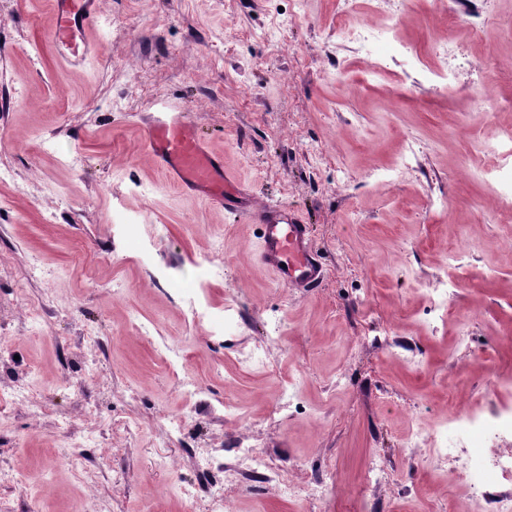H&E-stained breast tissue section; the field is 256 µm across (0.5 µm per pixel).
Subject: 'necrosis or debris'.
Masks as SVG:
<instances>
[{"label":"necrosis or debris","instance_id":"4bbe7bcc","mask_svg":"<svg viewBox=\"0 0 512 512\" xmlns=\"http://www.w3.org/2000/svg\"><path fill=\"white\" fill-rule=\"evenodd\" d=\"M438 51L442 65L425 67L418 53L412 54L410 65L437 86L457 90V51L453 41H444ZM476 154L479 166L491 169L497 197L511 202L512 148L488 145L478 148ZM502 390L505 397L492 413L459 411L449 414L436 432L432 454L438 467L447 465L452 449H459L465 457L457 472L469 491V512H512V448L493 445L495 439L512 437V376L505 378ZM224 477L230 482L262 480L278 486L282 495L288 497L295 491L293 484L284 480L266 457L245 440L235 446Z\"/></svg>","mask_w":512,"mask_h":512}]
</instances>
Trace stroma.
<instances>
[{"instance_id":"stroma-1","label":"stroma","mask_w":512,"mask_h":512,"mask_svg":"<svg viewBox=\"0 0 512 512\" xmlns=\"http://www.w3.org/2000/svg\"><path fill=\"white\" fill-rule=\"evenodd\" d=\"M396 19L427 50L448 36L431 0H105L100 59L72 68L46 40L44 0H0V507L5 512H205L193 457L249 438L296 482L332 473L323 503L271 485L224 488V512H437L466 491L405 435L448 413L490 410L512 374V224L469 157L503 140L512 112H483L403 78L363 81L370 60L336 26ZM461 35L484 70L461 71L512 97V0H476ZM434 62V55L426 57ZM181 111L261 201L300 211L328 277L280 286L257 261L261 229L166 182L140 129ZM415 141L414 169H371ZM444 197L434 211L431 199ZM143 225L138 252L124 234ZM469 267L434 322L429 296ZM34 278H26L28 270ZM208 279L225 334L193 323L183 298ZM262 363L248 364L254 346ZM183 365L170 366V350ZM200 391L188 397L182 379ZM295 398L279 411L284 389ZM242 407L238 420L219 404ZM183 417L181 437L168 418ZM80 432L84 445L72 447ZM384 484L366 490L372 462Z\"/></svg>"}]
</instances>
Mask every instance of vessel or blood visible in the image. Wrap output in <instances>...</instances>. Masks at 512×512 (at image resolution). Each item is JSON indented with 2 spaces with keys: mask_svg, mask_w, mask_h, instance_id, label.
<instances>
[{
  "mask_svg": "<svg viewBox=\"0 0 512 512\" xmlns=\"http://www.w3.org/2000/svg\"><path fill=\"white\" fill-rule=\"evenodd\" d=\"M103 4L104 0H47L52 17L47 40L69 66L81 67L100 57ZM140 140L154 166L183 195L201 198L238 222L260 226L257 260L279 284L305 292L322 286L326 270L311 246L306 219L287 205L255 201L249 189L227 172L223 153L182 114L150 121Z\"/></svg>",
  "mask_w": 512,
  "mask_h": 512,
  "instance_id": "obj_1",
  "label": "vessel or blood"
}]
</instances>
